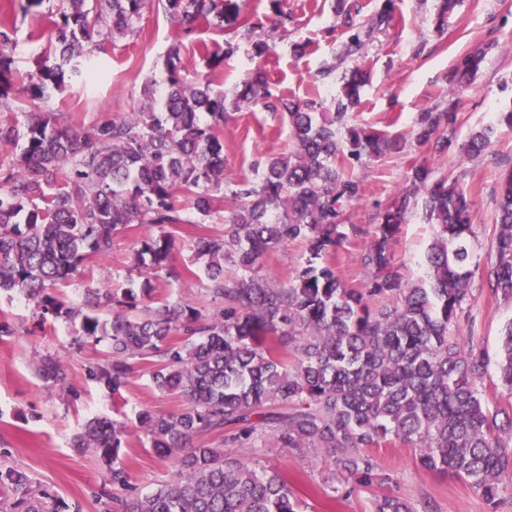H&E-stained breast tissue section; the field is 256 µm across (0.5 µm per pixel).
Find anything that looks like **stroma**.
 Returning <instances> with one entry per match:
<instances>
[{"label":"stroma","mask_w":512,"mask_h":512,"mask_svg":"<svg viewBox=\"0 0 512 512\" xmlns=\"http://www.w3.org/2000/svg\"><path fill=\"white\" fill-rule=\"evenodd\" d=\"M390 26L378 33L367 51L371 70L359 105L350 122L364 124L406 137L403 152L390 154L367 166L353 169L362 184L360 201L349 211L354 224L373 223L376 212L390 205L406 184L412 167L422 162L438 164L459 176L474 206L471 222L479 241L478 254L488 259L492 226L500 196L499 175L512 169V129H497L490 153L459 161L452 152H437L418 144L411 131L420 112L447 105L448 76L457 58L470 52L483 56L472 84L460 93L457 137L466 139L475 129L490 124L495 113L512 105V0H458L446 21H438L439 0H396ZM335 0H288L293 21L287 32L278 33L272 49L254 58L251 44L240 39L238 51L223 66L210 70V52L224 44L212 27L201 26L194 39L182 40L176 27L154 7H147L137 36L104 43L93 57L99 77L92 82H66L50 107L75 124L90 123L99 113L123 114L133 109L146 79L159 76L165 55L179 45L183 74L187 79L206 75L225 93L240 89L255 66H263L277 93L297 100L336 97L341 75L322 78L319 71L339 54L346 39L335 11ZM0 21L16 31L19 46L13 71L24 78L35 68L34 55L25 47L35 43L46 48L53 26L41 14H22L11 6L0 7ZM303 43L295 54L294 43ZM292 139L288 121L278 112L253 105L230 113L224 125V155L230 177L254 176L268 157L288 153ZM221 216L208 224H186L177 230V249L171 274L154 278L158 296L212 311L205 292L203 271H192L190 246L198 237L223 230ZM145 230L131 226L116 235L107 257H91L85 274L63 286L62 294L80 301L88 286L122 288L133 271V251ZM432 238L422 208L412 211L393 245L401 273L416 280L424 276L421 259ZM474 327H460L459 338L475 336L488 354L484 380L485 397L502 405L512 398L499 386L498 348L501 332L512 320V302L491 298L481 282H474L470 304ZM12 324V336L0 339V467H12L27 475L31 493L17 503L11 489L0 486V512H107L98 496L107 491L130 498L156 489L175 471L173 459H159L139 428L143 410L175 412L181 399L155 389L148 375H133L120 399L100 389L87 376L93 362H104L106 343L77 348L72 328L64 321L39 322L32 305L0 295V319ZM58 353L69 369V392L44 384L33 369L34 358L44 351ZM107 415L125 423L128 434L120 452L127 473L126 486L111 482L109 466L91 451L73 448L71 438L79 425L93 415ZM245 462L275 470L288 481L306 504V512H369L370 496L361 493L348 501L332 500L334 466L322 450L299 453L279 447L266 436L259 449H238ZM378 460L389 475L383 491H394L418 500L430 498L438 512H494L470 486L447 475L429 472L415 463V451L403 446L380 448Z\"/></svg>","instance_id":"stroma-1"}]
</instances>
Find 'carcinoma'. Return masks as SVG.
Segmentation results:
<instances>
[{"mask_svg": "<svg viewBox=\"0 0 512 512\" xmlns=\"http://www.w3.org/2000/svg\"><path fill=\"white\" fill-rule=\"evenodd\" d=\"M55 2L53 51L36 57L25 93L31 108L0 122V145L15 149L0 165V294L33 305L42 322L79 324V348L106 341L108 357L88 369L112 398L122 396L135 366L146 367L153 386L180 396L177 413L143 410L139 427L155 454L175 457L172 479L150 493L118 502L121 512H301V500L277 471L258 469L229 452L260 451L274 435L296 451L332 454L347 499L389 480L374 449L400 442L417 450L424 470L468 483L492 508L501 485L512 479V409L484 397L487 358L469 338L453 332L474 327L472 286L512 301V170L504 177L494 225V261L481 265L471 224V197L457 179L432 164L414 166L409 186L369 225L349 222L347 208L361 196L360 181L346 168L363 167L399 152L398 135L349 122L348 111L369 79L361 62L342 75L330 106L273 94L262 69L232 100L208 77L182 76L179 47L165 56L163 77L143 86L133 111L71 125L41 109L65 78L93 76V47L104 39L138 33L147 4L188 37L206 24L230 32L209 55L215 70L252 38L254 56L271 49L292 17L286 0H268L271 29L243 11L238 0H25L23 13ZM347 37L330 76L350 58L365 57L376 34L389 25L395 0H379L371 21H357L337 0ZM16 40L0 26V106L14 93ZM482 57H462L448 83L466 89ZM262 104L287 116L293 148L266 160L261 177H227L223 128L229 110ZM458 101L419 113L416 140L434 142L460 158L488 151L496 127L512 128V106L495 122L457 143ZM433 228L424 256L426 276L405 278L393 262L392 244L415 206ZM224 208V230L198 238L193 260L204 271L208 314L153 296L150 279L128 288H87L73 303L55 293L82 273L91 255L104 257L112 238L133 224L148 227L134 267L169 271L176 238L170 228L205 224ZM363 240L360 264L372 271L364 287L351 288L337 274L336 252ZM306 245L293 280L259 274L266 255L289 242ZM234 272L225 270V265ZM36 375L63 386L68 367L49 350L33 362ZM499 382L512 395V322L502 333ZM218 434L214 446L207 436ZM125 426L93 416L73 436L77 448L112 464V482L125 485L120 449ZM0 485L25 498L27 476L0 469ZM371 512H436L396 493L374 494Z\"/></svg>", "mask_w": 512, "mask_h": 512, "instance_id": "obj_1", "label": "carcinoma"}]
</instances>
